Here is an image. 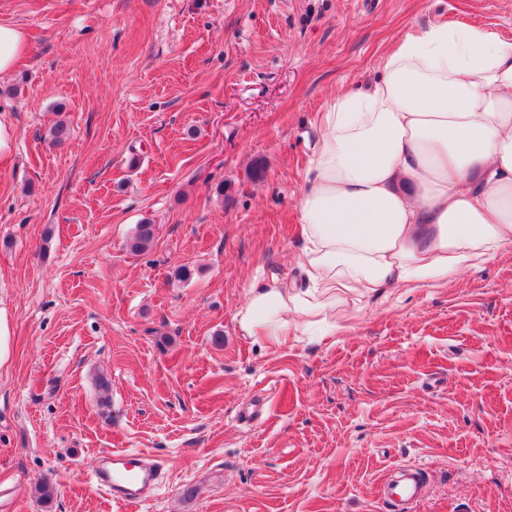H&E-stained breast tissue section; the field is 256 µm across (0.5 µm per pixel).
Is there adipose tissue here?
Listing matches in <instances>:
<instances>
[{
  "label": "adipose tissue",
  "instance_id": "ef3b65f1",
  "mask_svg": "<svg viewBox=\"0 0 512 512\" xmlns=\"http://www.w3.org/2000/svg\"><path fill=\"white\" fill-rule=\"evenodd\" d=\"M298 200L304 285L257 282L243 338L335 335L347 300L446 283L512 246V42L432 24L405 32L367 88L338 90Z\"/></svg>",
  "mask_w": 512,
  "mask_h": 512
}]
</instances>
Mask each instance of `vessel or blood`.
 I'll use <instances>...</instances> for the list:
<instances>
[{
    "label": "vessel or blood",
    "instance_id": "1",
    "mask_svg": "<svg viewBox=\"0 0 512 512\" xmlns=\"http://www.w3.org/2000/svg\"><path fill=\"white\" fill-rule=\"evenodd\" d=\"M160 468L152 456L142 452L113 450L100 455L93 469V482L108 491L114 503L127 504L150 497L159 484ZM427 484L426 471L412 466L399 487H385L392 505L418 501Z\"/></svg>",
    "mask_w": 512,
    "mask_h": 512
}]
</instances>
